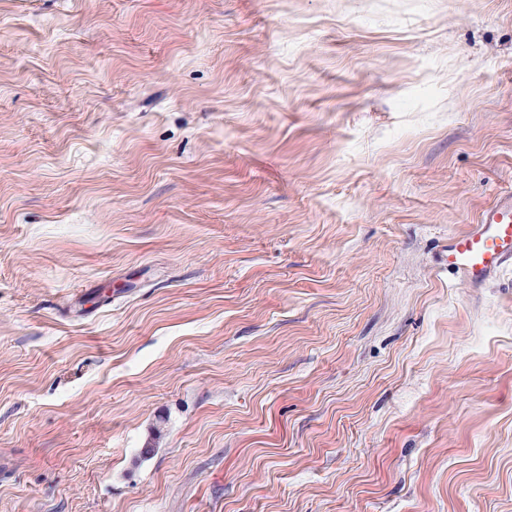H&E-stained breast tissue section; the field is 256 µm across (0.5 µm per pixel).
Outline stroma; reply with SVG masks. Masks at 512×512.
Returning <instances> with one entry per match:
<instances>
[{"label": "stroma", "mask_w": 512, "mask_h": 512, "mask_svg": "<svg viewBox=\"0 0 512 512\" xmlns=\"http://www.w3.org/2000/svg\"><path fill=\"white\" fill-rule=\"evenodd\" d=\"M512 0H0V512H512ZM512 262V188L502 191L475 229L448 242V268L478 285Z\"/></svg>", "instance_id": "35a3bbf8"}]
</instances>
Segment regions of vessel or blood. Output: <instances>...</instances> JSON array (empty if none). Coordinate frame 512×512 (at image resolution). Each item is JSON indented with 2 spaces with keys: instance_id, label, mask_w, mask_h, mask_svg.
Segmentation results:
<instances>
[{
  "instance_id": "vessel-or-blood-1",
  "label": "vessel or blood",
  "mask_w": 512,
  "mask_h": 512,
  "mask_svg": "<svg viewBox=\"0 0 512 512\" xmlns=\"http://www.w3.org/2000/svg\"><path fill=\"white\" fill-rule=\"evenodd\" d=\"M512 262V189L487 207L475 229L448 242V267L470 284L482 283Z\"/></svg>"
}]
</instances>
